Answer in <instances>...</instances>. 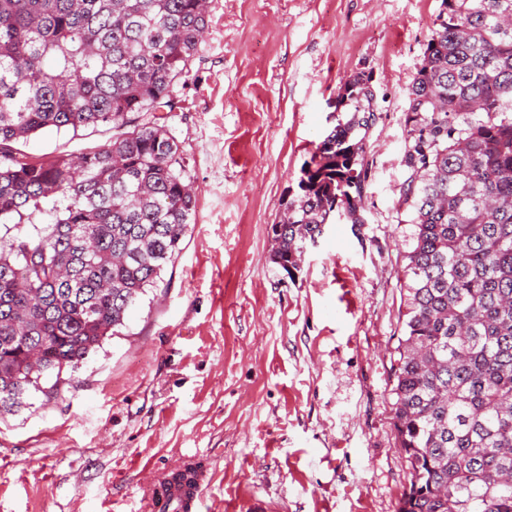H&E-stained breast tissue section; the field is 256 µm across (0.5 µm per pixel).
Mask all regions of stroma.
I'll return each mask as SVG.
<instances>
[{
    "label": "stroma",
    "mask_w": 512,
    "mask_h": 512,
    "mask_svg": "<svg viewBox=\"0 0 512 512\" xmlns=\"http://www.w3.org/2000/svg\"><path fill=\"white\" fill-rule=\"evenodd\" d=\"M440 5L211 0L165 119L197 192L182 251L71 384L0 416V512H153L162 474L193 463L207 473L195 512H398L404 119ZM360 73L375 115L364 221L332 217L288 278L271 226ZM111 138L48 131L19 148L76 154Z\"/></svg>",
    "instance_id": "obj_1"
}]
</instances>
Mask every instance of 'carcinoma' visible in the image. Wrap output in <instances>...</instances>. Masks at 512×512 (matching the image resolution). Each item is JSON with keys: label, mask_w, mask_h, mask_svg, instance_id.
Segmentation results:
<instances>
[{"label": "carcinoma", "mask_w": 512, "mask_h": 512, "mask_svg": "<svg viewBox=\"0 0 512 512\" xmlns=\"http://www.w3.org/2000/svg\"><path fill=\"white\" fill-rule=\"evenodd\" d=\"M208 4L0 0V413L119 335L180 255L196 194L159 108L177 105ZM366 81L344 84V118L281 201V268L300 269L334 212L363 223ZM101 125L112 140L77 155L12 149ZM405 126L399 512H512V0H441ZM55 197V222L38 227Z\"/></svg>", "instance_id": "1"}]
</instances>
